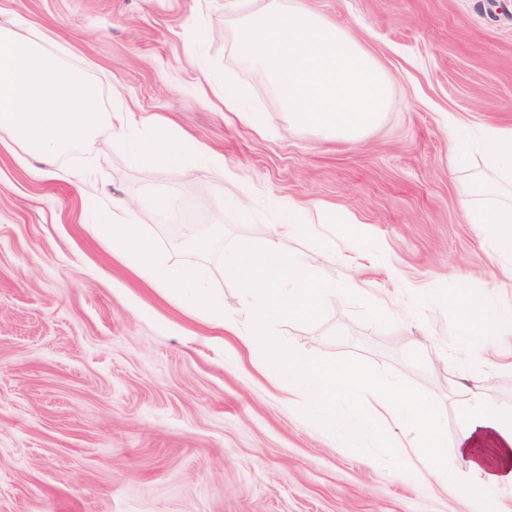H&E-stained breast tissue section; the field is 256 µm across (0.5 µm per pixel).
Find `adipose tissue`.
<instances>
[{
	"instance_id": "adipose-tissue-1",
	"label": "adipose tissue",
	"mask_w": 512,
	"mask_h": 512,
	"mask_svg": "<svg viewBox=\"0 0 512 512\" xmlns=\"http://www.w3.org/2000/svg\"><path fill=\"white\" fill-rule=\"evenodd\" d=\"M484 171L482 190L496 194L512 188V130L488 127L481 143ZM134 163L154 168H193L196 155L183 150L177 134L157 122L147 140L131 151ZM461 210L468 223L493 228L500 250L512 253V199L477 208L462 198ZM459 323V339L479 355L496 352L512 336V297L495 299L485 291L466 289L452 297ZM269 357L278 375L287 381L294 399L325 414L336 430V445L366 454L367 441L377 433L372 418L350 401L360 392L374 394L391 422L413 431L420 446L399 444L394 458L377 457V464L399 475L422 477L418 447L430 450L435 472L454 468L455 479L447 483L450 494L465 496L478 490L484 512H498L499 493L512 486V408L496 407L481 384L468 387L463 400V421L456 438H449L440 406L413 390L394 385L383 374L361 367L310 359L305 353L271 350Z\"/></svg>"
}]
</instances>
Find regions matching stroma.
I'll return each instance as SVG.
<instances>
[{
    "label": "stroma",
    "mask_w": 512,
    "mask_h": 512,
    "mask_svg": "<svg viewBox=\"0 0 512 512\" xmlns=\"http://www.w3.org/2000/svg\"><path fill=\"white\" fill-rule=\"evenodd\" d=\"M345 28L390 80L379 122L345 140L289 123L272 83L237 49L238 29L269 0H0V23L42 41L99 87L104 111L131 113L125 137L61 153L54 173L0 145V512H480L436 476H399L335 445L333 429L266 371L258 339L185 313L176 290L139 277L101 237L112 202L173 262L203 270L224 315L247 311L224 264L264 246L285 207L338 210L375 242L348 259L305 236L283 243L339 283L361 277L391 323L337 297L321 319L277 321L292 349L356 364L439 401L449 436L462 424L450 374L483 380L512 407V337L495 363L458 342L449 297L511 293L489 226L467 223L463 195L481 177L487 126L512 128V0H306ZM245 84L243 109L264 132L227 122L214 89ZM184 148L224 157L190 170L133 165L129 147L154 120ZM189 206L203 245L150 205ZM396 265L400 276L383 273Z\"/></svg>",
    "instance_id": "stroma-1"
}]
</instances>
